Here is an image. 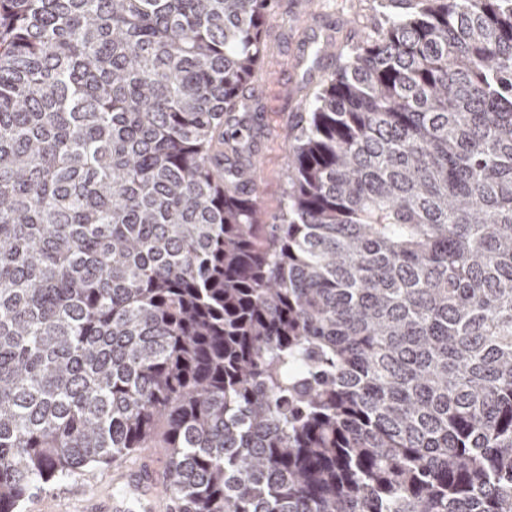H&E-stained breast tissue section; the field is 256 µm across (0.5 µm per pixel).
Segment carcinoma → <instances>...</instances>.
<instances>
[{
  "label": "carcinoma",
  "mask_w": 512,
  "mask_h": 512,
  "mask_svg": "<svg viewBox=\"0 0 512 512\" xmlns=\"http://www.w3.org/2000/svg\"><path fill=\"white\" fill-rule=\"evenodd\" d=\"M273 3L0 0V512L142 448L173 512H512V0H384L270 224Z\"/></svg>",
  "instance_id": "1"
}]
</instances>
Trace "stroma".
<instances>
[{"label": "stroma", "instance_id": "obj_1", "mask_svg": "<svg viewBox=\"0 0 512 512\" xmlns=\"http://www.w3.org/2000/svg\"><path fill=\"white\" fill-rule=\"evenodd\" d=\"M380 14V0H276L262 60L253 77L261 94L251 116L262 173L261 206L267 217H275L282 206L290 133L300 116L298 106L311 101L321 83L320 77L309 76V65L301 60L308 33L330 35L335 53L329 56L327 67L332 70L364 31L375 27ZM147 460L163 469V449L92 466L69 480L45 485L23 504L21 512H86L92 501L123 495L126 484L116 480V473L136 469Z\"/></svg>", "mask_w": 512, "mask_h": 512}]
</instances>
